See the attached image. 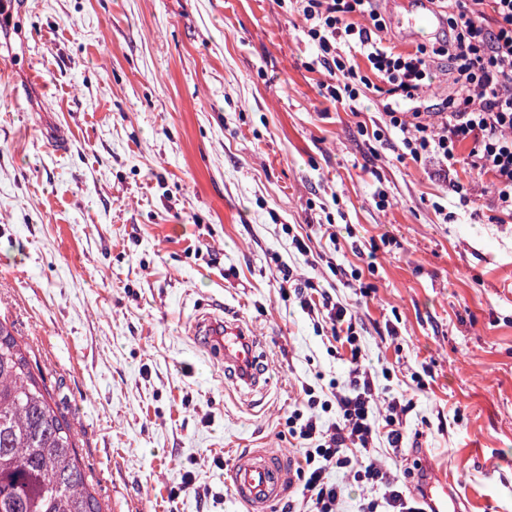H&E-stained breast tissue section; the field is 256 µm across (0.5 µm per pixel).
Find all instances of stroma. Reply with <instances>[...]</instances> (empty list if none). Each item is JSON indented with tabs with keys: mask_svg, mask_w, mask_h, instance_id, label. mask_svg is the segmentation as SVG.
<instances>
[{
	"mask_svg": "<svg viewBox=\"0 0 512 512\" xmlns=\"http://www.w3.org/2000/svg\"><path fill=\"white\" fill-rule=\"evenodd\" d=\"M302 26L292 0H16L0 320L30 345L102 512H246L234 457L300 461L301 384L348 371L349 350L281 297L288 265L350 305L380 395L410 405L402 455L376 457L410 492L442 480L465 512H512V218L495 221L491 176L458 165L463 204L436 168L398 161L395 133L369 134L376 99L352 113L322 96ZM355 272L369 295L342 287ZM202 312L253 336L267 389L226 379L189 334Z\"/></svg>",
	"mask_w": 512,
	"mask_h": 512,
	"instance_id": "1",
	"label": "stroma"
}]
</instances>
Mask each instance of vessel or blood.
Listing matches in <instances>:
<instances>
[{
    "mask_svg": "<svg viewBox=\"0 0 512 512\" xmlns=\"http://www.w3.org/2000/svg\"><path fill=\"white\" fill-rule=\"evenodd\" d=\"M399 26L433 33L442 19L428 0H418L416 7L398 13ZM191 333L199 342L214 348L224 361V370L234 382L253 388L260 384L259 359L246 331L237 323L210 313L195 319ZM292 465L282 455L261 449L236 455L229 472V482L247 512H272L284 495Z\"/></svg>",
    "mask_w": 512,
    "mask_h": 512,
    "instance_id": "obj_1",
    "label": "vessel or blood"
}]
</instances>
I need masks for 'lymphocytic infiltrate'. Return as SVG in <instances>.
<instances>
[{"label":"lymphocytic infiltrate","instance_id":"obj_1","mask_svg":"<svg viewBox=\"0 0 512 512\" xmlns=\"http://www.w3.org/2000/svg\"><path fill=\"white\" fill-rule=\"evenodd\" d=\"M303 33L317 50L312 64L324 76L328 98L356 111L361 98L375 95L382 130L399 132L398 159L439 167L450 175L466 164L477 175H492L494 206L512 218V0H431L446 32L433 43L400 50L383 34L387 21L374 0H295ZM447 60L457 90L423 105L421 92L432 65ZM451 189L467 199L468 189L452 179ZM302 312L321 320L335 342L348 346L346 382L329 391L302 384L306 410L294 411L286 425L303 445L296 476L306 512H340L343 488L328 482L336 468L348 481L377 490L359 512H423L419 496L406 493L397 476L373 455L376 442L402 447L405 439L399 400L378 409L374 375L363 362L360 338L349 308L313 279L293 284ZM335 420L323 425L322 414Z\"/></svg>","mask_w":512,"mask_h":512}]
</instances>
